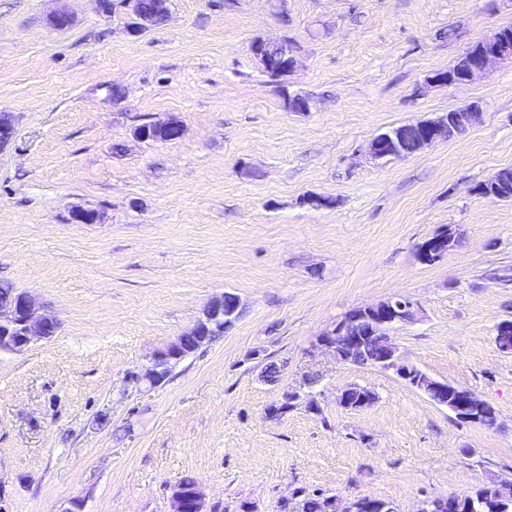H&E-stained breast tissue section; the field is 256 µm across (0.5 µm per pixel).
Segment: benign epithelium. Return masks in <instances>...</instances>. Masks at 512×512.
Segmentation results:
<instances>
[{
  "label": "benign epithelium",
  "mask_w": 512,
  "mask_h": 512,
  "mask_svg": "<svg viewBox=\"0 0 512 512\" xmlns=\"http://www.w3.org/2000/svg\"><path fill=\"white\" fill-rule=\"evenodd\" d=\"M132 12L140 28L151 25V21L159 15L169 16V0H129ZM498 29L478 41L476 51L465 52L460 57V67H452L448 71L438 73L430 78V83L437 85L464 84L484 73L492 65L512 60V44L501 36ZM481 110L477 105L463 109L452 110L448 116L433 121L421 123L422 129L416 140L418 149H423L441 138H453L463 134L475 124ZM16 129L11 116L0 113V148L9 144L15 137ZM184 134L183 125L170 119L166 122H149L140 125L135 130L137 138L143 141H156L180 138ZM370 154L377 159L396 158L404 156V147L399 133L388 130L372 138L369 145ZM101 221L99 212L82 206L74 207L70 212V222L74 224H97ZM453 233L440 232L425 240L419 247L421 259H438L453 246ZM240 301L237 295L226 292L214 298L204 308L202 316L194 327L178 336L165 350L153 354L146 376L157 384L167 377L169 368L185 357L188 344L198 349L229 328L233 318L239 314ZM363 314H375L371 324L360 336H344L343 322H338L333 328L323 332L317 339L318 347L333 355L337 360L349 363L363 355L372 345L374 337L379 336L383 348L373 358V366L383 371L393 372L399 379L410 387L423 391L429 387H437L447 395L448 409L463 423H480L479 408L485 406L471 390L433 379L415 365L409 363L399 353L390 336V331L396 326L409 322L414 318L413 304L406 301L396 302L392 299L376 304L359 307L349 311L344 319ZM59 323L48 310L39 307L25 292L19 293L12 299L0 301V351L21 352L31 344L54 336ZM364 393L358 405L346 404L347 390L337 395V403L343 408L364 409L376 400L375 393L361 387ZM170 499L172 512H207L205 496L200 487L195 485L187 488L178 482L171 487ZM329 512H358L363 507L361 498H344L337 495L328 496ZM451 505L447 497L425 499L419 503L417 512H444Z\"/></svg>",
  "instance_id": "benign-epithelium-1"
}]
</instances>
